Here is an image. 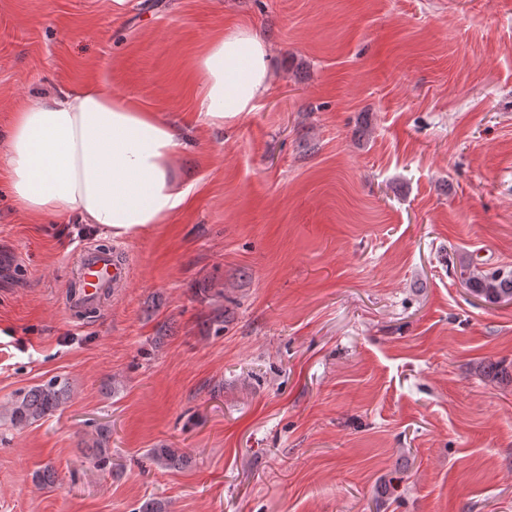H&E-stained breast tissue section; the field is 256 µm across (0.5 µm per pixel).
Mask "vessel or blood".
I'll use <instances>...</instances> for the list:
<instances>
[{
  "label": "vessel or blood",
  "mask_w": 512,
  "mask_h": 512,
  "mask_svg": "<svg viewBox=\"0 0 512 512\" xmlns=\"http://www.w3.org/2000/svg\"><path fill=\"white\" fill-rule=\"evenodd\" d=\"M78 287L70 288V307L95 308L103 305L112 289L126 287L130 280L129 262L119 252L85 249L76 266Z\"/></svg>",
  "instance_id": "obj_1"
}]
</instances>
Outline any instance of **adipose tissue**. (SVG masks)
<instances>
[{"mask_svg": "<svg viewBox=\"0 0 512 512\" xmlns=\"http://www.w3.org/2000/svg\"><path fill=\"white\" fill-rule=\"evenodd\" d=\"M197 72L199 114L220 127L266 92L268 50L237 28L210 44ZM0 167L20 210L96 225L106 239L167 223L195 187L173 125L101 87L22 101L0 135Z\"/></svg>", "mask_w": 512, "mask_h": 512, "instance_id": "obj_1", "label": "adipose tissue"}]
</instances>
